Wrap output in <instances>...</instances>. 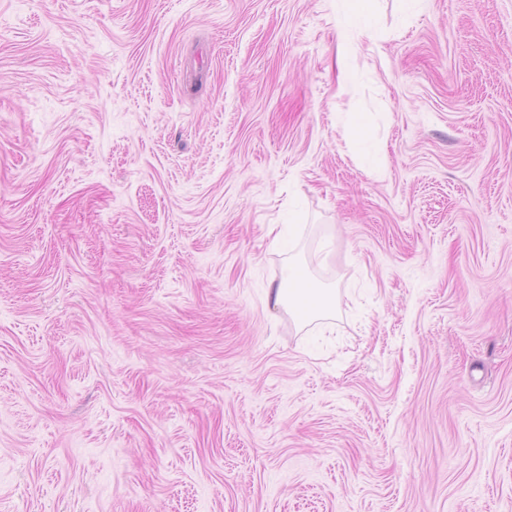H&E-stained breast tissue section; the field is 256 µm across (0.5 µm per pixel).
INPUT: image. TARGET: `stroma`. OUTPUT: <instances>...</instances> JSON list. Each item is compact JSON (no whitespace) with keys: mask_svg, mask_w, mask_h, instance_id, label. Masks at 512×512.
I'll return each instance as SVG.
<instances>
[{"mask_svg":"<svg viewBox=\"0 0 512 512\" xmlns=\"http://www.w3.org/2000/svg\"><path fill=\"white\" fill-rule=\"evenodd\" d=\"M0 512H512V0H0ZM309 285L303 279L302 274L294 269L289 270L288 274V288L280 284L276 288H272L268 293V301L273 302V306H282L288 299V305L294 309V305L298 302L308 291Z\"/></svg>","mask_w":512,"mask_h":512,"instance_id":"1","label":"stroma"}]
</instances>
